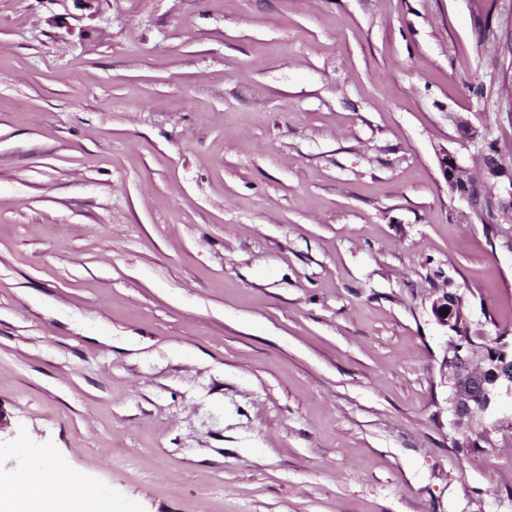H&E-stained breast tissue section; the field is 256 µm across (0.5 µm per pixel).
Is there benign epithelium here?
Segmentation results:
<instances>
[{
    "label": "benign epithelium",
    "instance_id": "7a95c632",
    "mask_svg": "<svg viewBox=\"0 0 512 512\" xmlns=\"http://www.w3.org/2000/svg\"><path fill=\"white\" fill-rule=\"evenodd\" d=\"M440 170L448 191L476 209L486 188L495 184L511 187L508 196L498 198L492 214L512 215V167L492 154H481L480 172L472 176L458 156L448 150L440 153ZM463 309V295L448 288L435 289L431 312L443 328H459L456 316ZM462 346L449 338L445 365L449 369L447 383L451 386L450 410L459 417L493 416L495 422L512 420V354L496 351L478 363L461 354Z\"/></svg>",
    "mask_w": 512,
    "mask_h": 512
}]
</instances>
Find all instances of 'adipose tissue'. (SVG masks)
<instances>
[{
  "instance_id": "obj_1",
  "label": "adipose tissue",
  "mask_w": 512,
  "mask_h": 512,
  "mask_svg": "<svg viewBox=\"0 0 512 512\" xmlns=\"http://www.w3.org/2000/svg\"><path fill=\"white\" fill-rule=\"evenodd\" d=\"M0 512H92L83 491L59 490L58 475L49 468L34 478L0 474Z\"/></svg>"
}]
</instances>
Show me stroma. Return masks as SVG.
Masks as SVG:
<instances>
[{"instance_id":"35a3bbf8","label":"stroma","mask_w":512,"mask_h":512,"mask_svg":"<svg viewBox=\"0 0 512 512\" xmlns=\"http://www.w3.org/2000/svg\"><path fill=\"white\" fill-rule=\"evenodd\" d=\"M512 0H0V472L119 512H512L434 289L512 336ZM469 120L462 141L453 115ZM439 165L448 191L464 200L472 210L478 209L489 185L508 184V196L498 198L492 214L495 218L503 214H510V218L512 217V167L502 163L497 156L481 154L478 176L470 175L458 156L448 150L440 153Z\"/></svg>"}]
</instances>
